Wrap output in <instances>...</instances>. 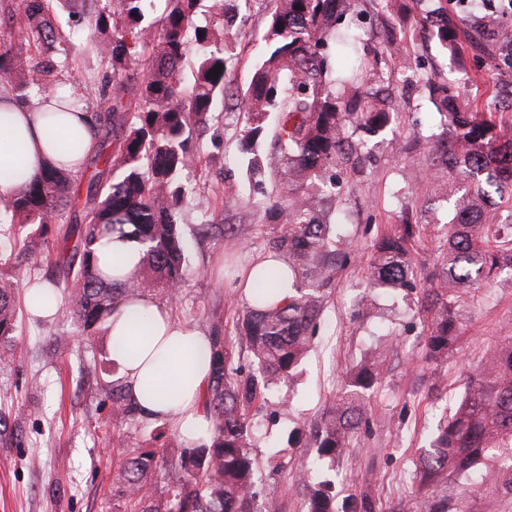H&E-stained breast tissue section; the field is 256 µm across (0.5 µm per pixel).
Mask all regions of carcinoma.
<instances>
[{"label":"carcinoma","instance_id":"obj_1","mask_svg":"<svg viewBox=\"0 0 512 512\" xmlns=\"http://www.w3.org/2000/svg\"><path fill=\"white\" fill-rule=\"evenodd\" d=\"M86 1L99 6L75 25L107 58L109 70L86 78L82 88L69 87V98L89 114L96 134L117 137L118 148L107 154L101 143L82 170L48 169L16 193L0 196V245L11 248L21 267L33 256L25 229L35 226L44 236L49 225L70 220L61 241L67 256L59 269L69 281L61 312L87 341L132 295L127 282L102 276L96 265L97 252L115 233L142 245L132 277L137 290H160L176 300L185 274L183 211H196L202 219L208 214L181 179L198 156L189 142L212 121L217 103L243 114L242 164L249 182L273 199L271 223L282 231L270 245L288 269L293 293L270 302L271 270L257 271L251 303L238 322L254 372L243 376L232 367L222 325L212 326V378L205 396L214 424L211 439L194 448H138L122 461L113 485L117 512H257L259 472L249 451V411L305 359L336 275L350 262L336 217V169L363 154L361 134L374 136L399 115L389 76L398 42H387L371 58L361 52L363 38L351 22L358 0H270L266 52L240 92L228 80L234 57L228 33L240 27L236 0H209L204 24L197 22L202 0H166L153 22L148 17L154 0H62L71 17L75 5ZM413 2L429 22L430 37L460 70L468 69L467 49L476 60L495 53L512 65V28L499 25L495 16L484 12L479 25L465 31L455 26L444 0ZM54 10L55 0H20V17H8L20 43L0 47V89L18 100L64 85L58 75L70 67L73 32L52 21ZM141 57L144 67L132 68ZM186 65L192 75L188 89L182 80ZM217 66L221 73L210 74ZM419 84L446 132L414 141L430 168L410 171L408 182L412 190L431 183L427 202L444 201L453 213L443 286L427 289L420 301L427 323L425 359L438 364L455 349L465 316L462 297L480 280L512 270V214L503 220L497 211L512 202V133L455 83L423 73ZM272 112L277 121L271 126ZM266 141L279 171L269 169L255 150ZM82 193L81 213L69 216ZM423 230L418 212L406 209L394 232L372 246L363 268L366 288L394 296L416 290L413 249ZM17 321L14 284L0 278L1 369L14 362ZM379 372L380 363L371 357L347 373L312 434L317 455L311 471L353 447L367 425L365 393L378 383ZM105 393L112 400L111 423L135 419L137 409L123 385L112 383ZM22 438L10 416L0 413V441L19 445ZM161 471L170 478L156 495L151 479ZM505 475L512 485L511 333L469 374L452 414L419 454L410 512H448L450 480L482 485ZM332 485L323 473L307 486V512H376L367 495L336 503Z\"/></svg>","mask_w":512,"mask_h":512}]
</instances>
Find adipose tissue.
I'll return each mask as SVG.
<instances>
[{
	"label": "adipose tissue",
	"mask_w": 512,
	"mask_h": 512,
	"mask_svg": "<svg viewBox=\"0 0 512 512\" xmlns=\"http://www.w3.org/2000/svg\"><path fill=\"white\" fill-rule=\"evenodd\" d=\"M46 97L0 105V195L22 189L39 171L77 172L96 149L86 113L68 112L48 126ZM112 360L139 415L167 423L190 447L213 434L204 397L210 382V337L174 318L151 295L136 293L112 315Z\"/></svg>",
	"instance_id": "obj_1"
}]
</instances>
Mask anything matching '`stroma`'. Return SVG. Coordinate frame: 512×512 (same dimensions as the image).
<instances>
[{"label": "stroma", "mask_w": 512, "mask_h": 512, "mask_svg": "<svg viewBox=\"0 0 512 512\" xmlns=\"http://www.w3.org/2000/svg\"><path fill=\"white\" fill-rule=\"evenodd\" d=\"M268 11V0H249L241 12L233 86L249 83L264 48ZM414 15L410 0H392L385 8L363 0L356 24L373 48L387 30L402 38L404 53L396 72L419 63L449 71L441 48L412 42L410 28L401 26V19ZM400 91L398 124L371 137L364 161L341 172L339 208L355 261L337 276L306 360L251 416V453L262 465L256 486L259 510L271 490L278 512H306L299 463L313 453L309 429L341 390L347 370L370 353L382 360L380 383L368 400V428L334 463L336 493L341 499L368 494L381 512L406 504L418 450L427 445L434 423L462 393L468 372L512 329V279H491L468 297L472 316L461 327V342L437 367L423 359L424 320L417 300L395 306L365 291L361 264L375 240L400 223L401 208L410 200L406 173L421 160L412 142L439 121L417 83ZM241 129L237 112L221 111L201 139L204 151L196 166L182 175L208 198L213 222L203 232L196 212L183 216L187 272L171 309L206 330L222 322L234 350L233 364L246 371L250 360L236 327L246 300L238 283L243 271L269 252L279 227L269 222L265 198L251 193L245 170L234 162ZM55 336L73 337L71 350L46 353ZM15 348L13 366L0 371V394L8 396L5 408L17 415L24 443L18 448L0 444V512H115L112 480L119 462L133 449L152 447L156 424L140 418L108 429L111 403L98 390L115 379L106 334L98 333L88 344L73 323L60 317L36 320L24 312ZM448 493L457 496L460 512H485L491 496L498 499L500 512H512V490L500 485L473 486L463 494L452 482Z\"/></svg>", "instance_id": "stroma-1"}]
</instances>
